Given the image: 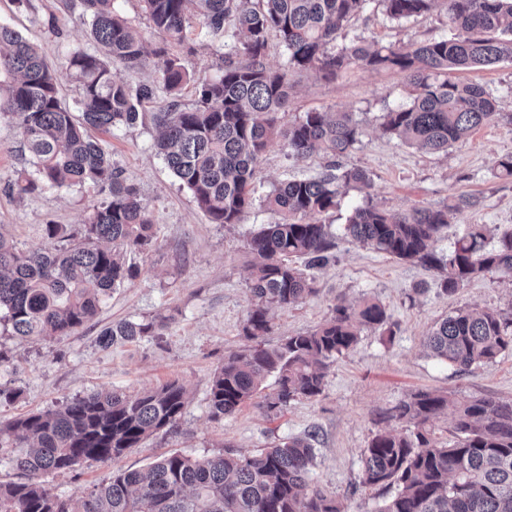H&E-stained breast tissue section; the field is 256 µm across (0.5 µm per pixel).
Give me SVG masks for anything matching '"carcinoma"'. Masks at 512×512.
<instances>
[{
  "mask_svg": "<svg viewBox=\"0 0 512 512\" xmlns=\"http://www.w3.org/2000/svg\"><path fill=\"white\" fill-rule=\"evenodd\" d=\"M114 2L79 0L99 51L76 50L60 70L47 65L36 43L0 24V75L12 78L0 85V115L15 118L34 167L18 176L14 191L23 196L93 184L102 194L77 231L45 225L46 248L22 251L0 233V322L20 338L70 336L113 290L140 277L123 254L154 246L149 206L89 130L137 124L145 116L139 107L160 85L174 100L151 113L159 130L154 150L214 224H237L253 207L256 170L271 141L282 140L295 158L317 150L332 159L321 175L287 180L263 198L278 220L248 242L251 301L242 333L254 345L215 370L209 407L215 418L232 415L270 377L273 388L262 403L268 414L319 396L328 365L353 350L362 328L393 336L397 324L372 297L356 306L340 300L316 329L274 348L262 344L273 328L270 309L315 295L309 270L333 258L330 225L318 217L336 209L344 187L370 188L365 172L339 163L361 135L353 113L311 111L287 127L278 124L295 77L330 78L359 65L399 72L409 102L382 115L384 133L446 153L499 115L492 95L480 84L460 82L456 72L512 61V0H377L391 21L445 11L451 37L409 46L364 39L336 45L372 0H141L158 38L150 52ZM194 18L211 34L232 29L236 41L224 51L219 74L197 86V104L183 108L176 96L190 75L169 49L184 45ZM272 36L287 54L277 69L267 64ZM149 53L152 84L133 88L112 72L114 63L139 67ZM65 75L81 83L76 113L59 97ZM475 203L451 197L436 206L388 210L365 195L347 218L346 236L439 271L440 291L453 294L487 272L512 273V232L490 247L487 226L472 224L448 252L438 249L449 216ZM169 320L121 321L104 329L99 342L109 347L159 336ZM425 343L460 373L489 365L512 349V312L460 309L437 323ZM450 405L453 440L439 445L427 425ZM185 406V389L170 383L135 396L94 393L1 426L0 464L10 465L17 480L0 482V512H347L335 496L309 485L314 431L247 455L174 452L145 471L120 469L108 483L70 496L52 493L42 481L88 461L121 458L153 433L176 427ZM389 418L413 431L379 432L364 450L362 484L395 489L374 512H512V401L482 397L455 405L445 394L419 391Z\"/></svg>",
  "mask_w": 512,
  "mask_h": 512,
  "instance_id": "1",
  "label": "carcinoma"
}]
</instances>
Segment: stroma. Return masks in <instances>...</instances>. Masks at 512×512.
Returning <instances> with one entry per match:
<instances>
[{
  "label": "stroma",
  "mask_w": 512,
  "mask_h": 512,
  "mask_svg": "<svg viewBox=\"0 0 512 512\" xmlns=\"http://www.w3.org/2000/svg\"><path fill=\"white\" fill-rule=\"evenodd\" d=\"M0 23L36 42L53 68L74 50L96 49L77 0H25L21 5L0 0ZM450 33L443 11L396 22L386 19L373 2L352 19L341 40L362 37L382 45L407 44ZM188 38V47L175 51L193 77L178 97L185 107L194 105L198 83L217 75L224 48L234 41L231 33L212 36L196 26ZM460 77L483 85L496 98L500 117L440 155L382 132L381 115L407 102L404 81L394 71L355 66L333 79L299 76L279 122L287 125L315 110L354 113L362 122V134L342 163L370 177L371 198L379 207L410 209L451 197L477 198L476 206L461 208L443 229L439 246L445 250L471 224L487 225L495 235L512 231V179L499 177L494 169L498 157L512 153V63L467 70ZM156 135L152 122L146 121L99 137L151 210L152 250L126 255L140 267V278L106 297L96 317L74 335L22 340L0 333V352L9 359L0 368V389L14 394L13 399L0 400V424L57 409L91 393L136 395L172 382L186 389L187 404L177 428L158 431L117 465L87 462L47 476L52 493L69 496L90 490L108 483L114 469H140L170 452L201 457L232 448L248 453L315 430L320 444L311 484L335 495L351 512H374L386 493L362 484L363 452L376 433L407 430L406 424L387 420V410L418 390L443 392L459 402L479 397L512 401V351L491 365L459 374L424 346L434 326L457 310L512 309V275L489 273L455 294H439L436 271L392 259L345 237L346 218L361 200L351 189L339 208L323 217L336 248L333 260L315 272L316 295L295 307L272 309L274 332L264 342L272 348L285 337L314 330L331 318L337 300L355 303L367 296L382 303L397 323L395 336L379 328L363 329L357 346L328 366L322 394L292 401L280 415L267 414L257 395L234 414L212 418V374L226 356L248 344L242 334L250 299L247 243L276 220L261 198L275 184L317 176L327 160L320 154L289 158L283 142L272 141L257 172L258 202L240 223L224 226L208 220L155 154ZM29 167L15 121L1 117L0 230L18 248L37 250L47 245L44 225L77 227L100 195L87 185L17 198L11 186ZM160 314L171 321L159 336L109 348L98 342L101 331L113 323Z\"/></svg>",
  "instance_id": "obj_1"
}]
</instances>
